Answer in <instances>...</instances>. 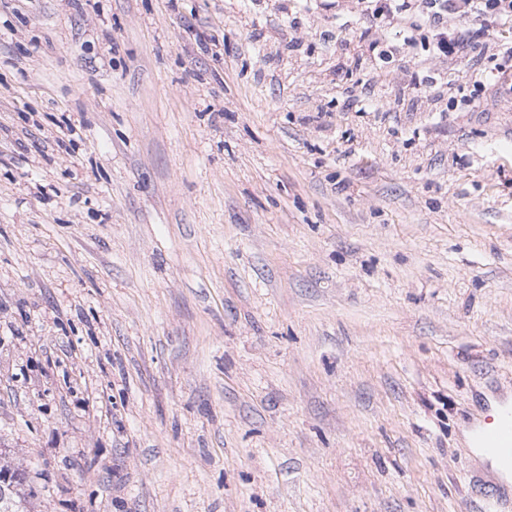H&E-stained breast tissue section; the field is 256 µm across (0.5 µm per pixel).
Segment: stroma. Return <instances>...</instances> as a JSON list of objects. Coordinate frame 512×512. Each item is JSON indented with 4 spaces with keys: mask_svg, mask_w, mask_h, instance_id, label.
Here are the masks:
<instances>
[{
    "mask_svg": "<svg viewBox=\"0 0 512 512\" xmlns=\"http://www.w3.org/2000/svg\"><path fill=\"white\" fill-rule=\"evenodd\" d=\"M357 0H0V463L32 512H512V31ZM362 10L371 23L367 36L378 34L394 24L411 29L428 27L433 35L425 51L430 62H441L462 52L466 34L448 35V21L454 15L498 25H512V0H361ZM473 432L465 434L466 442L472 449L476 459L482 465H488L490 469L502 480L509 481L512 474V403H503L496 411V416L491 418L486 425L475 430V444L472 445ZM486 454L500 460L510 468V475L506 474L500 465Z\"/></svg>",
    "mask_w": 512,
    "mask_h": 512,
    "instance_id": "35a3bbf8",
    "label": "stroma"
}]
</instances>
